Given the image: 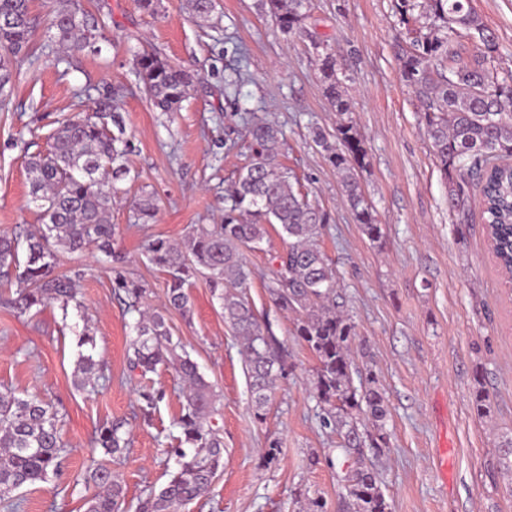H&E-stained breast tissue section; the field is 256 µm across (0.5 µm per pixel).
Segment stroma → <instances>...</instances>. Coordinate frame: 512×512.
Masks as SVG:
<instances>
[{
    "instance_id": "1",
    "label": "stroma",
    "mask_w": 512,
    "mask_h": 512,
    "mask_svg": "<svg viewBox=\"0 0 512 512\" xmlns=\"http://www.w3.org/2000/svg\"><path fill=\"white\" fill-rule=\"evenodd\" d=\"M99 21L100 55L48 47L49 22L59 0H31L37 57L13 78L0 109V232L31 231L39 211L30 201L26 161L45 150L55 120L87 112L113 92L132 151L130 173L117 184L111 221L120 265L97 252L59 251L57 269H81L77 305L54 302L19 314L9 301L15 286L0 281V387L49 401L66 445L60 474L21 490L19 512H85L94 488L82 477L96 428L125 420L129 452L114 465L126 504L159 489L179 467L181 381L161 365L129 372L136 313L113 294L115 271L145 285V304L165 298L167 272L151 264L148 240L178 241L201 224L224 221V195L248 164L246 140L228 144V130L268 119L282 129L281 162L299 189L327 210L319 240L337 271L340 305L355 326L352 343L360 377L374 376L389 403L388 446L365 449L375 465L390 512H512V473L497 465L498 444L512 437V284L493 258L478 188L464 211L448 208V181L424 135L420 104L405 86L398 50L406 29L396 0H309L302 29L282 32L259 0H214L207 22L192 17L186 0H161L157 14L136 0H81ZM498 42L495 66L512 70V0H472ZM327 40L336 56L350 115L368 154L358 177L384 236L371 242L356 223L339 175L313 128L336 135V114L325 95L311 37ZM156 50L195 73L180 111L160 112L140 90L132 59ZM243 72L238 105L225 84ZM158 202L155 220L138 222L133 203ZM286 242L270 231L260 248L245 250L248 297L282 345L286 372L264 420H257L240 346L224 323L205 276L187 291L193 313L166 314L174 338L221 395L215 423L224 442V471L203 497L180 512H304L322 498L326 512H342V458L336 433L322 427L311 379L316 359L294 338L290 317L271 301L266 285ZM95 337L94 357L106 378L97 390L74 384L84 326ZM482 382H475V375ZM484 384L489 411L478 416L473 392ZM160 393L150 417L140 394ZM280 452L265 463L264 448Z\"/></svg>"
}]
</instances>
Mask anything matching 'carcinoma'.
<instances>
[{
	"instance_id": "cac0c4a2",
	"label": "carcinoma",
	"mask_w": 512,
	"mask_h": 512,
	"mask_svg": "<svg viewBox=\"0 0 512 512\" xmlns=\"http://www.w3.org/2000/svg\"><path fill=\"white\" fill-rule=\"evenodd\" d=\"M187 7L195 18L205 20L214 4L213 0H187ZM262 7L285 33L302 28L307 17V0H262ZM396 9L407 26L424 19L410 29L413 37L409 47L401 48L399 60L403 81L420 103L424 133L448 179V207L463 209L465 186L476 182L484 202L486 232L494 236L503 267L508 269L512 267V72L491 65L496 36L474 11L471 0H397ZM35 26L30 0H0L1 104L8 99L6 88L14 71L34 54L30 43ZM50 29L51 40L67 52H98L99 22L77 0L54 12ZM463 35L483 46L470 60L458 50V38ZM311 44L326 98L339 116L336 142H329L320 130L314 131L313 140L341 176L363 233L378 242L383 228L357 178V170L367 166L366 151L356 124L348 117L336 58L324 41L313 38ZM133 72L162 112L178 111L192 85L188 71L156 51L135 54ZM112 125L118 133H113ZM124 133L112 94H102L93 111L65 117L50 135L49 149L27 160L31 202L42 224L23 236H0L3 275L20 268L12 301L19 313L47 301L65 310L76 300L82 270L56 272L57 248L79 255L95 250L113 257L112 191L114 183L129 173L124 157L130 143ZM280 137L281 130L273 123L248 125L252 156L228 189L230 205L224 210V223L202 226L182 243L156 238L147 247L149 260L170 274L163 307L185 316L191 313L185 285L199 273L206 275L220 301L224 323L240 341L254 415L260 420L283 376L284 363L280 342L261 323L247 296L249 273L243 250L258 247L268 236V226L281 227L288 244L277 256L278 266L266 288L279 310L294 314L292 335L316 359L313 389L323 411L322 425L342 437L341 453L351 460L343 477L347 512H388L377 474L363 454L366 446L377 455L388 447L387 401L373 386L374 380L358 387L353 383L350 349L355 327L339 310L336 278L319 245L331 217L294 189L290 169L279 160ZM156 212L151 195L137 203V218L144 223ZM113 288L124 293L128 308L140 315L134 326L130 368L145 375L159 365H170L183 382L177 425L180 443L194 453L189 457L178 450L183 459L180 468L136 505V512H178L204 496L224 470V443L214 423L221 395L173 341L164 315L140 310L146 293L140 282L119 274ZM102 378V366L93 355L79 353L75 386L94 389ZM57 422L58 412L49 402L8 388L0 390V507L4 512H18L21 507L14 491L46 483L59 471L64 446ZM128 444L121 421L100 426L93 440L94 447L105 449L117 461ZM84 482L99 489L88 499L86 512H120L125 493L112 467L93 465Z\"/></svg>"
}]
</instances>
